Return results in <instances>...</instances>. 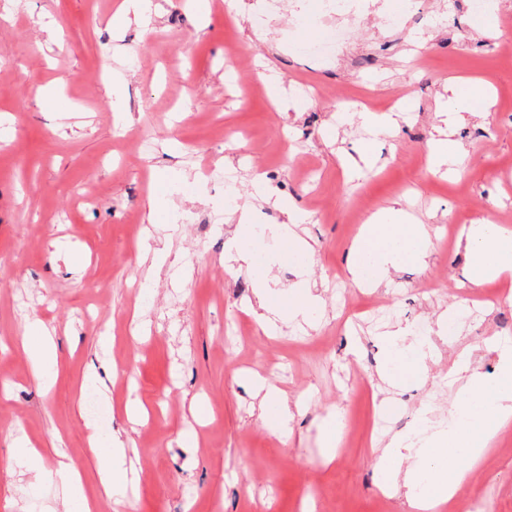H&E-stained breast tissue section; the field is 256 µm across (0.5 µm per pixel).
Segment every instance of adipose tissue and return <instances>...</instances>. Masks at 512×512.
I'll list each match as a JSON object with an SVG mask.
<instances>
[{"label": "adipose tissue", "instance_id": "obj_1", "mask_svg": "<svg viewBox=\"0 0 512 512\" xmlns=\"http://www.w3.org/2000/svg\"><path fill=\"white\" fill-rule=\"evenodd\" d=\"M446 101L452 106L446 126L464 123L466 115L487 111L478 87L470 82L444 83ZM260 202L276 206L285 217L276 233L281 244L280 260L294 257L312 263L313 253L297 232L303 222L297 206L273 196L268 187L257 185ZM239 232L234 241L235 260L251 265L260 308L256 316L262 331H270L280 321L313 324L322 299L314 294L308 281H300L288 290L275 292L269 287L270 269L255 264L251 242L254 238L255 209L238 210ZM468 260L467 282L475 288L512 276V231L485 220L469 225L459 238ZM432 243L423 225L409 223L402 209L389 208L373 215L348 249L344 268L349 281L357 286L375 288L391 270L415 262L422 263L431 253ZM23 348L38 383H46V369L55 364L56 346L51 330L41 319H28ZM430 350L426 338L408 339L403 330L388 334L383 375L390 380L421 375ZM449 375H465L467 382L459 391L458 401L448 407V423L433 427L429 411H421L419 429L422 440L405 435L394 440L378 460L381 482L386 490L402 492L413 512H437L457 495L471 470L477 466L497 435L512 425V349L501 347L495 381H488L472 366L471 358L456 359ZM88 444L96 457L102 495L107 501L125 498L134 479L128 461L126 441L113 438L109 447H101L96 434H89ZM57 487L64 512H95V504L84 492L82 475L68 459L55 467Z\"/></svg>", "mask_w": 512, "mask_h": 512}]
</instances>
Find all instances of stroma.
<instances>
[{
  "label": "stroma",
  "mask_w": 512,
  "mask_h": 512,
  "mask_svg": "<svg viewBox=\"0 0 512 512\" xmlns=\"http://www.w3.org/2000/svg\"><path fill=\"white\" fill-rule=\"evenodd\" d=\"M120 0H0V512H62L48 479L74 460L87 496L99 494L87 450L86 373L115 369L100 404L107 434L131 438L138 479L112 512H409L383 492L379 448L414 432L420 410L447 422L456 395L448 368L472 353L498 373L494 339L512 335V277L464 288L456 242L485 218L512 227V0L495 15L500 36L480 35L471 0H353L354 23L335 52L315 54L335 16L312 18L315 0H244L248 14L209 0H154L150 25L112 29ZM395 24H385L387 16ZM267 64L300 111L275 109L258 76ZM489 86V110L455 129L458 174L429 172L427 146L440 126L444 80ZM394 114L391 135L370 138L359 111ZM371 167L351 174L368 141ZM233 168L240 205L276 227L282 213L256 204L262 177L306 218L311 265L280 262L279 243L254 253L274 289L316 282L317 328L288 323L264 334L250 310L254 279L228 261L235 225L225 223L215 174ZM401 201L434 248L427 266L391 271L362 288L344 271L362 224ZM166 246L151 269L143 245ZM425 376L389 387L379 377L385 336L433 331ZM54 331L58 364L36 383L21 337L28 317ZM295 405L290 436L263 427L249 375ZM391 397L386 427L372 407ZM146 407L131 423L127 402ZM342 423L326 461L323 431ZM25 433L43 454L36 474L8 467ZM458 497L460 512H512V427L488 448Z\"/></svg>",
  "instance_id": "1"
}]
</instances>
